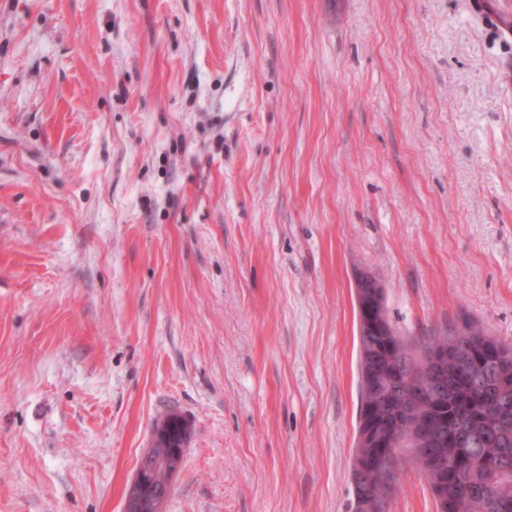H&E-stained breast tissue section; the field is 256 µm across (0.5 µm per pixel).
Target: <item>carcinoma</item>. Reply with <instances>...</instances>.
<instances>
[{"instance_id":"carcinoma-1","label":"carcinoma","mask_w":512,"mask_h":512,"mask_svg":"<svg viewBox=\"0 0 512 512\" xmlns=\"http://www.w3.org/2000/svg\"><path fill=\"white\" fill-rule=\"evenodd\" d=\"M471 343L458 348L456 359L448 362V395L442 403L426 399L416 412L422 417H441V444L434 455H418L416 463L431 493L442 502L443 512H460V482L441 471L442 456L459 460L475 477L470 483L473 502L483 512H512V395L498 391L503 375L512 378V348L507 358L485 342L486 332L471 326ZM358 387L360 397L358 432L383 428V423L401 414L402 394L397 389L376 393L372 379L378 374L399 373L413 362L415 346L403 338L389 341L370 336L357 327ZM509 452L507 471L496 476L492 499L483 500V470L502 460ZM351 470L363 474L370 493L386 492L379 449L357 448L351 457Z\"/></svg>"}]
</instances>
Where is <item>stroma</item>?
Wrapping results in <instances>:
<instances>
[{"instance_id":"obj_1","label":"stroma","mask_w":512,"mask_h":512,"mask_svg":"<svg viewBox=\"0 0 512 512\" xmlns=\"http://www.w3.org/2000/svg\"><path fill=\"white\" fill-rule=\"evenodd\" d=\"M364 274L512 347V0H0V512H352ZM186 445L184 442L169 448L174 468L170 470L165 483L162 486L154 484L149 478L153 470L150 466L149 452L144 453L143 461L135 473L128 490L127 511L131 512H161L163 505L168 499L173 480L178 473V466L183 458Z\"/></svg>"}]
</instances>
